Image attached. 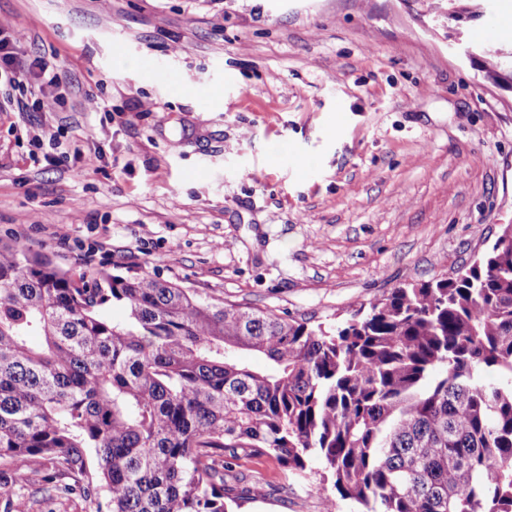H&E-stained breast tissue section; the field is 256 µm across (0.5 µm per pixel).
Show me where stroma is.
I'll list each match as a JSON object with an SVG mask.
<instances>
[{
    "label": "stroma",
    "mask_w": 512,
    "mask_h": 512,
    "mask_svg": "<svg viewBox=\"0 0 512 512\" xmlns=\"http://www.w3.org/2000/svg\"><path fill=\"white\" fill-rule=\"evenodd\" d=\"M460 4L456 22L448 0H0L18 61L61 77L0 109V240L328 325L454 276L512 224V93L452 47L511 46L512 0ZM235 469L263 493L238 512H321L332 491L315 459ZM12 501L99 499L12 471Z\"/></svg>",
    "instance_id": "obj_1"
}]
</instances>
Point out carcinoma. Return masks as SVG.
Returning <instances> with one entry per match:
<instances>
[{
    "label": "carcinoma",
    "instance_id": "cac0c4a2",
    "mask_svg": "<svg viewBox=\"0 0 512 512\" xmlns=\"http://www.w3.org/2000/svg\"><path fill=\"white\" fill-rule=\"evenodd\" d=\"M483 58L512 81L511 49ZM242 454L320 460L322 512H512V224L334 327L0 242V460L97 512H229Z\"/></svg>",
    "mask_w": 512,
    "mask_h": 512
}]
</instances>
